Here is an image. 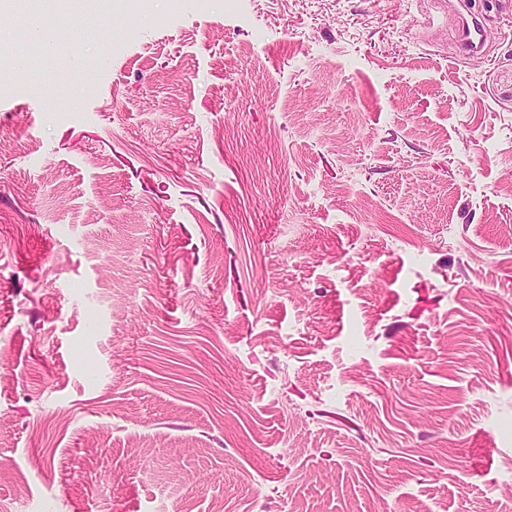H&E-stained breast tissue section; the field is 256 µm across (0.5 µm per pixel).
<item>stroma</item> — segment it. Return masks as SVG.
Masks as SVG:
<instances>
[{"label":"stroma","instance_id":"1","mask_svg":"<svg viewBox=\"0 0 512 512\" xmlns=\"http://www.w3.org/2000/svg\"><path fill=\"white\" fill-rule=\"evenodd\" d=\"M112 0L0 71V512H504L512 0ZM460 51L470 57L486 56L488 47L484 38V24L479 14L470 11L459 14L455 28Z\"/></svg>","mask_w":512,"mask_h":512}]
</instances>
